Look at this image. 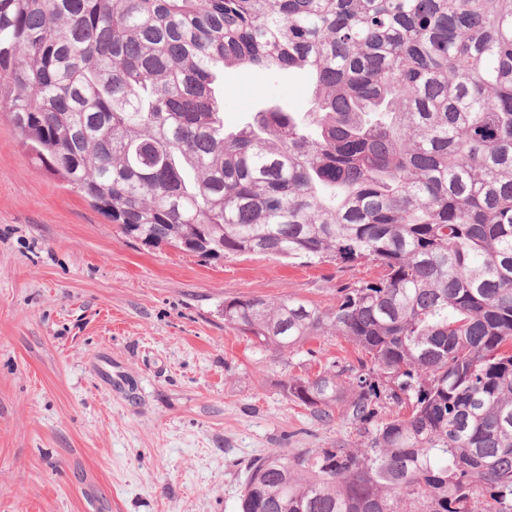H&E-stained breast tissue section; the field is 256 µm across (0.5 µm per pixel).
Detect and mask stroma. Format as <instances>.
I'll return each instance as SVG.
<instances>
[{
	"label": "stroma",
	"instance_id": "obj_1",
	"mask_svg": "<svg viewBox=\"0 0 512 512\" xmlns=\"http://www.w3.org/2000/svg\"><path fill=\"white\" fill-rule=\"evenodd\" d=\"M307 74L224 72V125L271 99L308 108ZM371 262L208 261L143 245L30 155L0 112V512H240L272 448H357L347 385L329 424L286 398L361 350L341 336L281 354L224 323L234 297L321 308Z\"/></svg>",
	"mask_w": 512,
	"mask_h": 512
}]
</instances>
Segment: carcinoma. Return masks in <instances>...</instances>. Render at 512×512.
<instances>
[{
	"label": "carcinoma",
	"instance_id": "1",
	"mask_svg": "<svg viewBox=\"0 0 512 512\" xmlns=\"http://www.w3.org/2000/svg\"><path fill=\"white\" fill-rule=\"evenodd\" d=\"M312 77L304 114L224 129V70ZM0 111L41 167L154 247L371 261L329 308L224 301L294 352L370 356L286 396L367 424L361 448H274L241 512H512V0H0Z\"/></svg>",
	"mask_w": 512,
	"mask_h": 512
}]
</instances>
